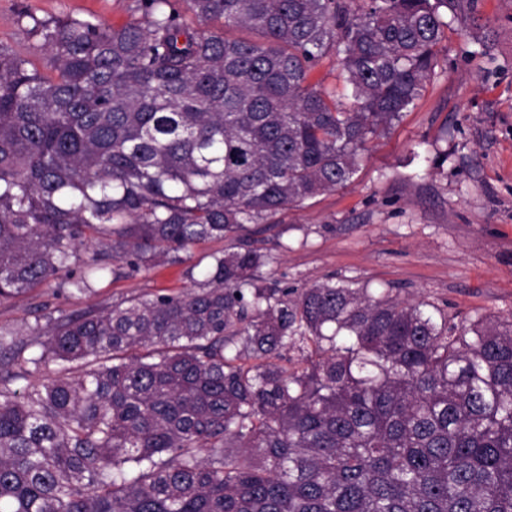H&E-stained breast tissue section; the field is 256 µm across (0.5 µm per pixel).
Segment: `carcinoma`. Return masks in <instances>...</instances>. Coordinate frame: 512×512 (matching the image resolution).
<instances>
[{
  "label": "carcinoma",
  "instance_id": "1",
  "mask_svg": "<svg viewBox=\"0 0 512 512\" xmlns=\"http://www.w3.org/2000/svg\"><path fill=\"white\" fill-rule=\"evenodd\" d=\"M133 2L19 11L50 76L0 44V299L232 244L180 295L36 319L37 356L0 334V512H512L511 316L283 288L236 240L350 183L476 0ZM331 52L345 102L309 83Z\"/></svg>",
  "mask_w": 512,
  "mask_h": 512
}]
</instances>
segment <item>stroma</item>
<instances>
[{
  "instance_id": "obj_1",
  "label": "stroma",
  "mask_w": 512,
  "mask_h": 512,
  "mask_svg": "<svg viewBox=\"0 0 512 512\" xmlns=\"http://www.w3.org/2000/svg\"><path fill=\"white\" fill-rule=\"evenodd\" d=\"M480 28L447 30L434 75L413 110L367 145L346 186L279 213L261 245V274L300 288L330 279L396 289L443 309L453 323L512 316V0H477ZM98 15L119 27L130 0H0V43L43 55L17 25ZM191 283L179 265L158 264L88 293L51 286L0 300V331L29 344L45 309L81 311L130 297L175 295Z\"/></svg>"
}]
</instances>
